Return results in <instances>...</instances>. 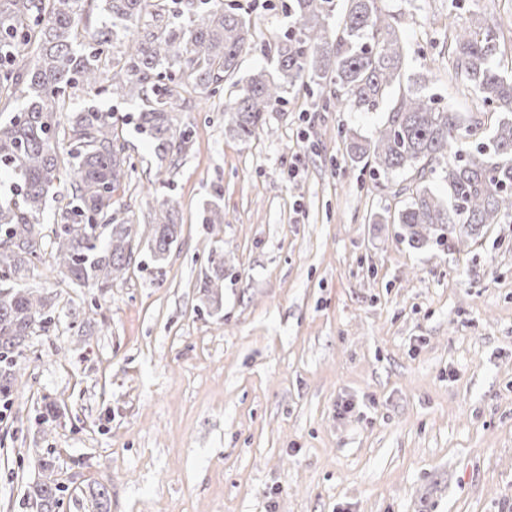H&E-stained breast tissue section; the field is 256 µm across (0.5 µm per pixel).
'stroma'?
Here are the masks:
<instances>
[{"label":"stroma","instance_id":"1","mask_svg":"<svg viewBox=\"0 0 512 512\" xmlns=\"http://www.w3.org/2000/svg\"><path fill=\"white\" fill-rule=\"evenodd\" d=\"M259 31L233 82L179 119L192 143L176 172L136 129L138 103L77 93L113 112L135 170L117 213L139 243L108 288L61 281L43 258L23 284L58 296V329L18 359L0 406V512L51 457L57 512H512V224L455 247L410 248L372 214L405 206L412 173L345 162L383 108L318 112L294 90L246 142L224 134L234 84L270 68L291 0H220ZM402 21L408 73L459 112L474 94L448 74L449 18L483 7L512 61V0H381ZM222 189L224 221L201 213ZM177 206L162 264L143 220ZM224 256L223 308L201 287ZM55 418L43 420L46 406Z\"/></svg>","mask_w":512,"mask_h":512}]
</instances>
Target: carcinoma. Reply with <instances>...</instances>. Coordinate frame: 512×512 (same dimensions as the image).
I'll use <instances>...</instances> for the list:
<instances>
[{"mask_svg":"<svg viewBox=\"0 0 512 512\" xmlns=\"http://www.w3.org/2000/svg\"><path fill=\"white\" fill-rule=\"evenodd\" d=\"M93 0H0V98L22 99L17 112H0V168L13 179L0 195V399L17 391V357L34 334L56 328L57 295L13 282L44 256L63 280L109 288L132 260L134 216H115L113 196L133 163L112 113L94 104L68 110L78 91L139 100L137 126L156 157L175 169L189 134L177 124L184 93L213 94L254 44L251 22L218 0H101L106 20L89 25ZM379 0H293V30L275 49L273 72L251 76L224 107L230 137L250 140L294 88L318 87L320 107L372 110L386 120L369 140L350 138L346 157L385 175L411 170L415 193L397 213L372 217L398 224L408 245L444 247L466 235L476 241L488 224L512 223V72L495 64L494 27L475 14L451 24L448 71L476 94L480 111L442 106L421 86L394 96L408 67L400 19ZM190 15L185 26L177 18ZM36 63L26 66L27 49ZM497 114L492 126L483 117ZM440 175L443 197L429 187ZM70 176L69 202L55 213L51 233L41 222L47 202ZM181 235L178 211L164 203L150 221L147 246L156 263ZM201 288L221 308L224 256L209 259ZM28 491L36 512H56L63 485L54 468ZM98 512H110L109 492L89 488Z\"/></svg>","mask_w":512,"mask_h":512,"instance_id":"carcinoma-1","label":"carcinoma"}]
</instances>
